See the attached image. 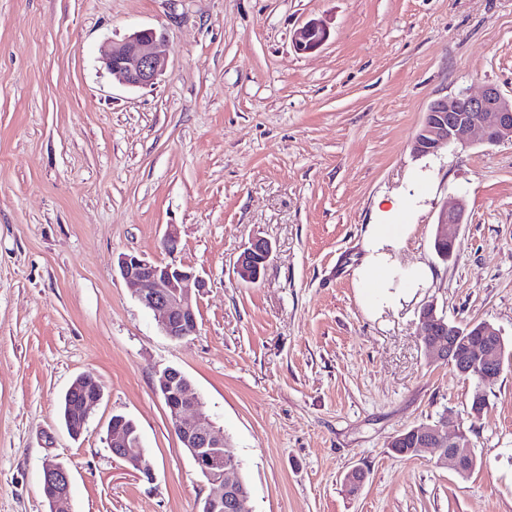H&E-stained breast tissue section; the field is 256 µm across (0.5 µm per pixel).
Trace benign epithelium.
Wrapping results in <instances>:
<instances>
[{
    "label": "benign epithelium",
    "mask_w": 512,
    "mask_h": 512,
    "mask_svg": "<svg viewBox=\"0 0 512 512\" xmlns=\"http://www.w3.org/2000/svg\"><path fill=\"white\" fill-rule=\"evenodd\" d=\"M328 37L325 26L310 21L298 28L293 36L297 51L311 52ZM162 38L152 29L129 35L117 48L103 55L106 68L124 84L147 87L154 84L165 67L161 53ZM482 140L495 144L512 140V99L489 87L478 96L459 93L433 101L411 142L412 152L427 155L443 146L471 144L475 132ZM466 205L457 200L451 209L442 208L437 222L436 242H448V258H453ZM272 253L271 244L255 238L244 248L236 261L237 274L246 279L267 265ZM120 275L127 288L147 309L160 317L162 333L180 341L197 330V316L186 302L189 295L206 287L202 276L175 261H150L143 256L124 254L118 262ZM435 324L440 330L420 334L426 351L453 367L462 376L475 373L484 385L497 381L503 366L500 364L501 333L483 323L476 330V339L462 356L458 350V332L436 315L433 306L425 307L420 325ZM86 385L80 399L69 407V431L78 436L83 432L91 408L101 399L100 386L88 378L72 383ZM156 391L161 395L172 419L176 436L192 458L198 472L206 479L210 492L203 500L202 512H247L250 495L237 482L232 471L224 469V433L204 412L200 397L194 392L190 379L179 369L168 366L157 374ZM463 430L447 432L437 424L421 431L419 451L437 449L440 461L455 472L462 473L471 464L472 450L461 447ZM108 446L112 454L135 471L150 479L153 464L141 448L139 435L125 418L115 416L108 426ZM43 494L52 506L51 512H63L62 504L69 496L70 474L62 465L46 460L43 464Z\"/></svg>",
    "instance_id": "obj_1"
}]
</instances>
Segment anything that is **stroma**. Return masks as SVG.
<instances>
[{"label": "stroma", "mask_w": 512, "mask_h": 512, "mask_svg": "<svg viewBox=\"0 0 512 512\" xmlns=\"http://www.w3.org/2000/svg\"><path fill=\"white\" fill-rule=\"evenodd\" d=\"M311 20L329 38L297 53ZM144 29L166 66L130 87L100 57ZM489 86L512 98V0H0V512H49L48 459L70 512H199L209 487L155 391L168 366L234 449L250 512H512V360L474 418L473 381L417 334L432 304L512 345V141L409 148L433 100ZM461 196L446 263L437 218ZM371 224L413 225L403 259L433 274L393 309L358 287ZM260 237L247 283L235 262ZM124 253L207 280L193 335L161 332ZM81 375L102 398L75 438L59 404ZM443 413L473 429L468 478L388 446ZM116 415L153 479L113 456ZM272 253L271 244L262 238H255L244 248L236 261V271L240 277L257 280L262 266L265 268ZM257 271L255 276L254 272ZM70 474L62 465L52 460L43 464V494L52 506L51 512H64L62 504L69 496Z\"/></svg>", "instance_id": "obj_1"}]
</instances>
